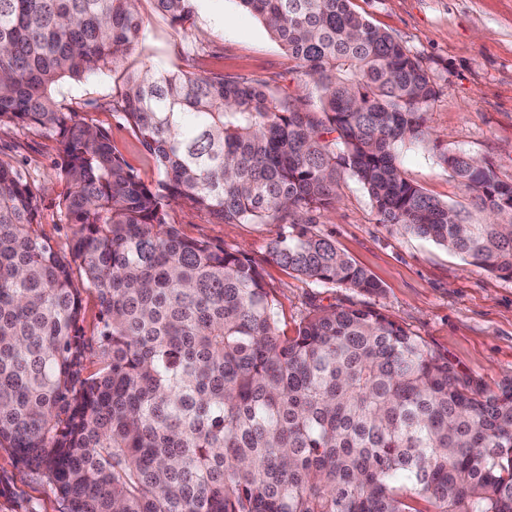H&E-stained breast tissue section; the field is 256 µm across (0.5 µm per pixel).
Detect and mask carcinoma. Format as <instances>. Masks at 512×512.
Returning a JSON list of instances; mask_svg holds the SVG:
<instances>
[{
  "label": "carcinoma",
  "instance_id": "carcinoma-1",
  "mask_svg": "<svg viewBox=\"0 0 512 512\" xmlns=\"http://www.w3.org/2000/svg\"><path fill=\"white\" fill-rule=\"evenodd\" d=\"M140 0H0V125L57 137L69 256L0 161V447L64 512H512V382L494 391L382 312L315 309L280 334L245 253L182 236L173 204L223 223L289 221L271 259L304 279L380 285L296 215L336 205L342 173L381 222L512 279V184L441 161L488 213L470 224L404 176L436 90L350 0H238L319 92L322 117L222 72L146 67L108 102L160 174L62 107L67 80L112 71L144 33ZM175 24L196 0H154ZM99 303L79 335L81 292ZM98 368L85 373V363Z\"/></svg>",
  "mask_w": 512,
  "mask_h": 512
}]
</instances>
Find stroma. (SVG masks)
I'll return each instance as SVG.
<instances>
[{"instance_id":"35a3bbf8","label":"stroma","mask_w":512,"mask_h":512,"mask_svg":"<svg viewBox=\"0 0 512 512\" xmlns=\"http://www.w3.org/2000/svg\"><path fill=\"white\" fill-rule=\"evenodd\" d=\"M353 10L415 55L437 95L425 110L432 138L402 148L406 178L450 206L483 222L469 193L440 161L445 153L482 159L512 182V0H351ZM143 37L112 72L60 88L57 99L105 129L114 148L145 183L159 175L123 115L106 101L123 88L127 72L155 65L199 75L221 71L262 85L300 109H319L314 86H302L294 63L259 20L236 0H199L191 20L172 23L152 0H141ZM0 160L22 169L36 189L37 230L58 254H68L71 232L61 221L60 145L40 127L0 126ZM334 209L313 213L314 232L363 267L380 292L320 286L268 257L280 224H224L208 210L183 204L168 210L181 234L238 249L263 270L278 311V327L295 335L313 308L371 307L401 323L459 371L497 389L512 377V279L467 264L433 242L397 232L380 217L360 182L344 176ZM43 477L0 447V512H60Z\"/></svg>"}]
</instances>
